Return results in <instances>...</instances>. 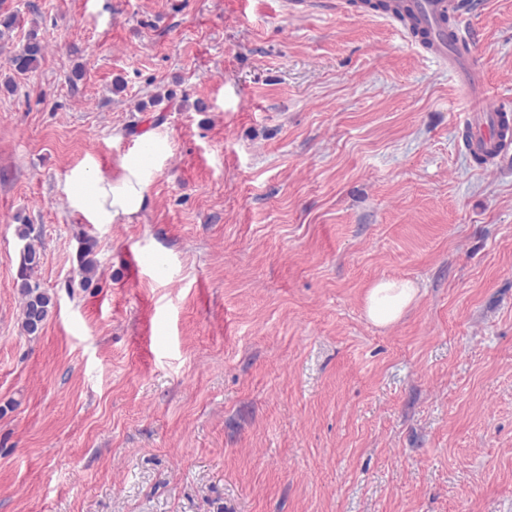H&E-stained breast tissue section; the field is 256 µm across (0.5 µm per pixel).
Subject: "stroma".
<instances>
[{"label":"stroma","instance_id":"1","mask_svg":"<svg viewBox=\"0 0 512 512\" xmlns=\"http://www.w3.org/2000/svg\"><path fill=\"white\" fill-rule=\"evenodd\" d=\"M0 512H512V159L455 72L349 0H0ZM512 98V0L454 22ZM37 30L38 70L7 50ZM113 224L66 176L120 182ZM29 224L55 305L22 334ZM99 273L74 282L79 234ZM419 292L393 324L371 288ZM464 125L470 130L471 150L488 157L493 165L509 151L508 142L509 139L512 140V114L506 105L497 110L481 111L471 107ZM501 143H505V146H500ZM160 151L159 147H154L150 152L128 158L127 174L116 185L85 169L72 171L65 185L71 206L92 224H113L122 217L135 215L145 202L144 174ZM417 288L408 280L382 281L368 293L366 311L378 326H387L400 318L414 301Z\"/></svg>","mask_w":512,"mask_h":512}]
</instances>
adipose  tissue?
<instances>
[{
	"label": "adipose tissue",
	"instance_id": "adipose-tissue-1",
	"mask_svg": "<svg viewBox=\"0 0 512 512\" xmlns=\"http://www.w3.org/2000/svg\"><path fill=\"white\" fill-rule=\"evenodd\" d=\"M155 158L152 151L128 158L126 175L116 185L84 169L72 171L65 185L72 207L94 224H112L135 215L144 205V175ZM416 294V287L408 280L379 282L368 293L367 315L375 325H389L400 318Z\"/></svg>",
	"mask_w": 512,
	"mask_h": 512
}]
</instances>
